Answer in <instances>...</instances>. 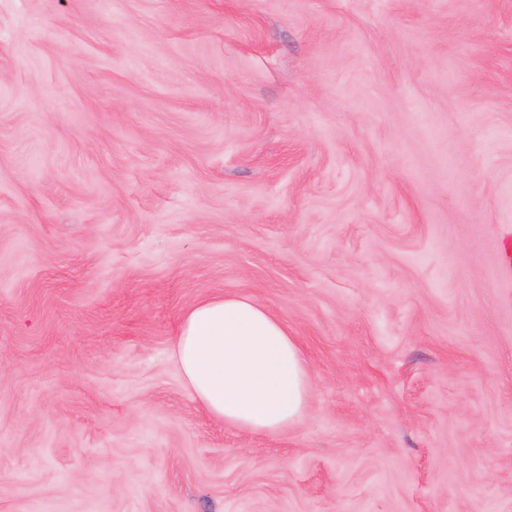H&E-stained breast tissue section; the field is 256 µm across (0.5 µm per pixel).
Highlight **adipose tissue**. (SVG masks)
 I'll list each match as a JSON object with an SVG mask.
<instances>
[{"label": "adipose tissue", "mask_w": 512, "mask_h": 512, "mask_svg": "<svg viewBox=\"0 0 512 512\" xmlns=\"http://www.w3.org/2000/svg\"><path fill=\"white\" fill-rule=\"evenodd\" d=\"M171 357L198 402L224 423L273 433L304 414L310 370L302 349L249 298L220 295L189 307Z\"/></svg>", "instance_id": "obj_1"}]
</instances>
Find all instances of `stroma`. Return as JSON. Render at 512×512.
<instances>
[{"mask_svg": "<svg viewBox=\"0 0 512 512\" xmlns=\"http://www.w3.org/2000/svg\"><path fill=\"white\" fill-rule=\"evenodd\" d=\"M512 0H0V512H512ZM311 374L275 433L171 345ZM171 357L198 402L224 423L273 433L304 414L310 370L302 349L249 298L220 295L189 307Z\"/></svg>", "mask_w": 512, "mask_h": 512, "instance_id": "stroma-1", "label": "stroma"}]
</instances>
